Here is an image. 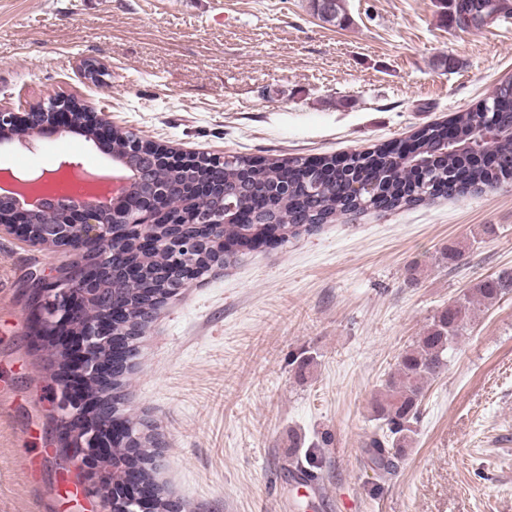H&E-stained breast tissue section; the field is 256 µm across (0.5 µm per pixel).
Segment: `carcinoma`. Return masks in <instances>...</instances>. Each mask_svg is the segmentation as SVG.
<instances>
[{
    "instance_id": "1",
    "label": "carcinoma",
    "mask_w": 512,
    "mask_h": 512,
    "mask_svg": "<svg viewBox=\"0 0 512 512\" xmlns=\"http://www.w3.org/2000/svg\"><path fill=\"white\" fill-rule=\"evenodd\" d=\"M512 13V0H466L453 3L456 26L465 31L485 27ZM496 107L481 104L452 120L455 136L448 137V125L437 123L421 128L413 135L415 148L406 154L402 142L345 156L343 167L333 177L322 175L335 159L317 160L293 157L286 161H255L237 155L224 170L181 167L152 162L131 155L147 183L143 193L159 188L176 189L199 176L224 180V193L231 195L238 214L260 213L276 223L279 240L287 242L317 229L327 220L349 213L411 205L439 193L464 195L483 188L494 189L512 181V112L504 106L512 102V81L497 88ZM112 155L126 152L134 140L131 131H116ZM488 150L498 154L495 168L474 162ZM316 190H311V182ZM512 292V271L503 270L481 279L458 299L435 315L415 341L398 356L394 371L372 403L376 424L363 441L368 466L382 479L392 474L405 455L417 432L422 401L427 385L448 366L458 340L481 307L487 308ZM134 298V289L120 281L104 284L97 297L104 308L114 302L126 303ZM129 368L120 366L112 374V397L97 401L89 417L91 425L107 428L116 415L122 414L124 386ZM132 435L143 448L144 477L153 480L158 440L148 425L130 421ZM129 448L124 438L112 445L115 471L112 479L122 480V466Z\"/></svg>"
}]
</instances>
